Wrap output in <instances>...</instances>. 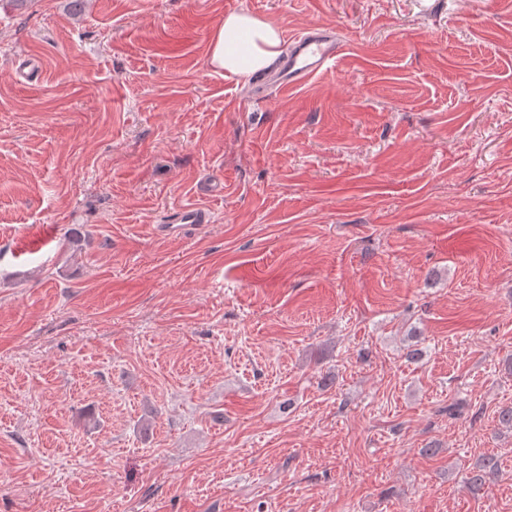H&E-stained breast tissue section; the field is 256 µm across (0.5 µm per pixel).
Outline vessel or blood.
Segmentation results:
<instances>
[{"label":"vessel or blood","mask_w":512,"mask_h":512,"mask_svg":"<svg viewBox=\"0 0 512 512\" xmlns=\"http://www.w3.org/2000/svg\"><path fill=\"white\" fill-rule=\"evenodd\" d=\"M287 43L288 51L276 67L255 77L252 95L301 86L335 63L345 49L340 34L324 26L304 29L289 36ZM211 220L212 216L207 210L186 204L169 211L157 230L165 236H180L195 225Z\"/></svg>","instance_id":"obj_1"}]
</instances>
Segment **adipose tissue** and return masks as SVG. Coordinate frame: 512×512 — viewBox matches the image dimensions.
Listing matches in <instances>:
<instances>
[{"label":"adipose tissue","mask_w":512,"mask_h":512,"mask_svg":"<svg viewBox=\"0 0 512 512\" xmlns=\"http://www.w3.org/2000/svg\"><path fill=\"white\" fill-rule=\"evenodd\" d=\"M281 45L276 24L246 13H232L210 38L208 63L213 69L245 77L272 66Z\"/></svg>","instance_id":"1"}]
</instances>
